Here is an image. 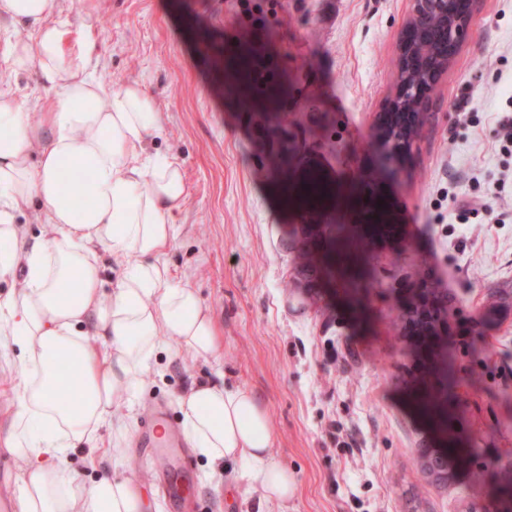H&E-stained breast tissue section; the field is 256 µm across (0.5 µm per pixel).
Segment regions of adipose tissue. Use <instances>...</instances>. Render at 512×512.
<instances>
[{"label": "adipose tissue", "mask_w": 512, "mask_h": 512, "mask_svg": "<svg viewBox=\"0 0 512 512\" xmlns=\"http://www.w3.org/2000/svg\"><path fill=\"white\" fill-rule=\"evenodd\" d=\"M59 2L0 0V19L21 28L0 40V337L15 349L7 380L20 403L5 444L22 469L23 512H144L126 481L104 472L88 487L61 461L105 428L121 461L129 424L115 410L134 405L158 352L213 362L221 338L166 260L187 187L175 157L148 151L162 116L142 86L97 79L100 41ZM33 68L53 94L36 116L3 85ZM67 178L90 207L77 208ZM29 208L43 226L35 238L20 222ZM114 256L126 263L112 279ZM177 402L195 456L238 466L262 492L260 512H279L296 481L270 459L275 434L252 393L219 373Z\"/></svg>", "instance_id": "obj_1"}]
</instances>
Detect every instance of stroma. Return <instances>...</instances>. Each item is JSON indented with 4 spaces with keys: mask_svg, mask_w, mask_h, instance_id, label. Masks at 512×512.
Masks as SVG:
<instances>
[{
    "mask_svg": "<svg viewBox=\"0 0 512 512\" xmlns=\"http://www.w3.org/2000/svg\"><path fill=\"white\" fill-rule=\"evenodd\" d=\"M73 26L101 43L99 78L151 93L165 136L150 152L175 157L188 188L168 252L172 275L190 279L221 338L228 383L247 388L275 432L271 460L294 474L284 512H512V151L499 121L507 105L498 71L512 72V0H473L470 35L427 94L413 151L384 162L373 131L396 91V49L410 0H61ZM281 89L290 131L339 195L336 217L371 225L334 254L356 265L351 291L302 287L295 271L300 220L269 176L261 111L231 88ZM465 102L469 121L459 120ZM503 183L500 194L489 184ZM482 198L457 221L453 197ZM427 282L455 318L482 334L454 346L448 437L478 454L445 487L429 484L417 451L439 432L417 409L430 378L401 310L404 291ZM498 305L495 323L482 314ZM211 364L158 355L132 411L128 453L72 451L85 485L100 469L128 482L148 512H172L162 461L139 449L143 421L177 393L210 378ZM186 480L195 512H256L259 488L236 471Z\"/></svg>",
    "mask_w": 512,
    "mask_h": 512,
    "instance_id": "obj_1",
    "label": "stroma"
}]
</instances>
